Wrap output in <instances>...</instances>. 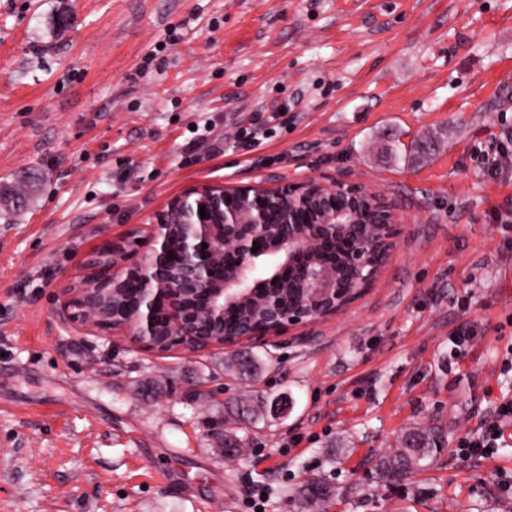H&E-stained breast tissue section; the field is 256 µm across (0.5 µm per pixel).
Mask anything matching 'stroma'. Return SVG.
<instances>
[{"label": "stroma", "mask_w": 512, "mask_h": 512, "mask_svg": "<svg viewBox=\"0 0 512 512\" xmlns=\"http://www.w3.org/2000/svg\"><path fill=\"white\" fill-rule=\"evenodd\" d=\"M510 129L512 0H0V512H303L312 477L330 512H512V426L456 453L512 399V164H481ZM278 176L361 184L402 222L312 341L156 354L62 324L106 241L197 185ZM245 351L249 380L225 369ZM275 396L285 417L233 405ZM417 425L447 448L381 482ZM497 414V421L486 425L480 434L465 436L459 440L458 450L462 458H487L494 453L503 423L512 422V401L502 403ZM487 448H491V451H487ZM335 496V489L325 480L313 478L301 485L295 498L310 509L309 511L327 512Z\"/></svg>", "instance_id": "1"}]
</instances>
